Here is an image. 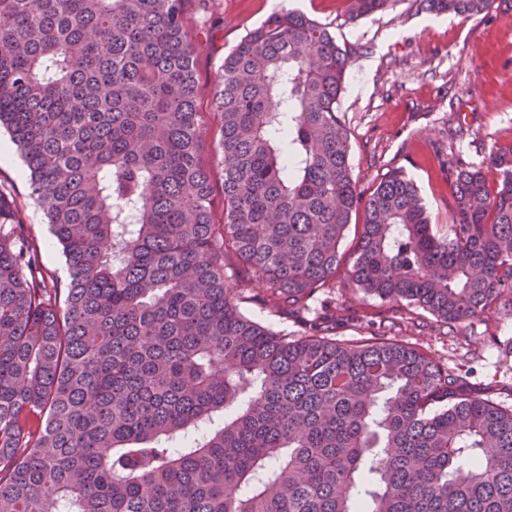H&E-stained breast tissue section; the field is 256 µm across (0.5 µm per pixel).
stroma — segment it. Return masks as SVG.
<instances>
[{"label":"stroma","mask_w":512,"mask_h":512,"mask_svg":"<svg viewBox=\"0 0 512 512\" xmlns=\"http://www.w3.org/2000/svg\"><path fill=\"white\" fill-rule=\"evenodd\" d=\"M291 8L327 24L351 66L340 98V116L350 133V161L362 195L389 171L411 178L437 235L455 222L449 162L483 166L490 186L498 173L487 167L491 149L512 148V0H491L477 16L438 15L419 0H395L385 12L350 18L344 0H187L186 26L198 45V104L207 127L204 157L214 187L223 170L213 144L218 134L212 92L217 69L250 30L273 11ZM7 132L0 143V199L7 220L23 225L35 245L46 282L63 290L68 273L41 207L30 195L28 171ZM329 302L362 314L339 336L382 334L395 309L340 279ZM395 336L418 344L442 367L490 388L512 406V303L497 311L446 326L431 314L396 327Z\"/></svg>","instance_id":"35a3bbf8"}]
</instances>
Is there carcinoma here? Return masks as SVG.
<instances>
[{"label": "carcinoma", "instance_id": "1", "mask_svg": "<svg viewBox=\"0 0 512 512\" xmlns=\"http://www.w3.org/2000/svg\"><path fill=\"white\" fill-rule=\"evenodd\" d=\"M391 0H346L350 18ZM479 15L489 0H422ZM185 0H0V129L68 272L0 224V512H512V408L383 337L311 312L349 280L446 325L512 294V150L455 167L436 235L412 180L358 190L349 53L283 8L218 68L224 223L212 221ZM261 304L245 314L227 266ZM262 306L258 301H251L250 305H247L246 312L251 315L253 318L261 321L264 324H272L273 329L276 331H283V333H288V335H295L300 331L299 326L292 320L289 319L285 315H281L279 318H270L266 313L263 312Z\"/></svg>", "mask_w": 512, "mask_h": 512}]
</instances>
